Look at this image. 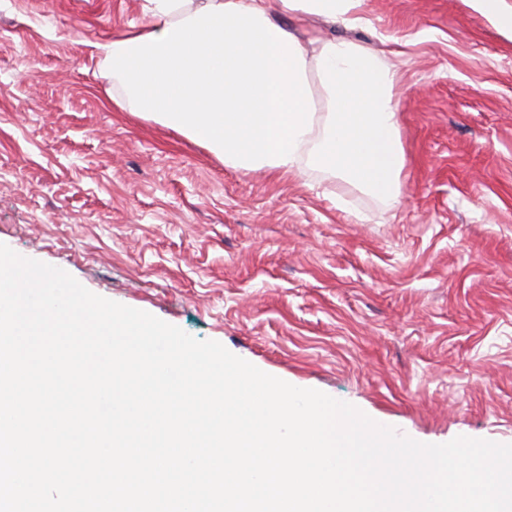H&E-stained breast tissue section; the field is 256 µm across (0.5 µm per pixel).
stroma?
Segmentation results:
<instances>
[{
	"instance_id": "obj_1",
	"label": "stroma",
	"mask_w": 512,
	"mask_h": 512,
	"mask_svg": "<svg viewBox=\"0 0 512 512\" xmlns=\"http://www.w3.org/2000/svg\"><path fill=\"white\" fill-rule=\"evenodd\" d=\"M145 0H0V243L424 443L512 444V39L465 0H367L301 41L396 52L403 201L224 166L117 104L92 46Z\"/></svg>"
}]
</instances>
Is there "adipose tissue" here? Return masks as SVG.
I'll return each instance as SVG.
<instances>
[{"label": "adipose tissue", "mask_w": 512, "mask_h": 512, "mask_svg": "<svg viewBox=\"0 0 512 512\" xmlns=\"http://www.w3.org/2000/svg\"><path fill=\"white\" fill-rule=\"evenodd\" d=\"M365 0H145L149 25L98 45L136 111L207 142L225 166L319 170L401 201L398 70L351 39L305 49L276 14L355 29Z\"/></svg>", "instance_id": "adipose-tissue-1"}]
</instances>
